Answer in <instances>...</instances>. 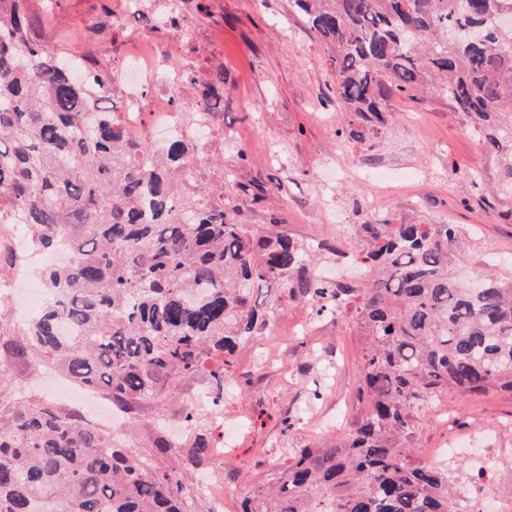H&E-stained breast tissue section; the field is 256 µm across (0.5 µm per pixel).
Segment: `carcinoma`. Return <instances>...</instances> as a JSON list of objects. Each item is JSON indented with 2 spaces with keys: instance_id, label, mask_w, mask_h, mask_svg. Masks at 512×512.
Instances as JSON below:
<instances>
[{
  "instance_id": "obj_1",
  "label": "carcinoma",
  "mask_w": 512,
  "mask_h": 512,
  "mask_svg": "<svg viewBox=\"0 0 512 512\" xmlns=\"http://www.w3.org/2000/svg\"><path fill=\"white\" fill-rule=\"evenodd\" d=\"M27 0H0V221L12 214L30 246L68 257L41 271L46 299L23 324L26 348L72 383L124 407L159 399L201 372L213 400L231 357L271 331L263 290L342 320L363 342L357 393L366 410L346 435L292 449L243 512H459L452 469L413 460L423 410L448 390L512 391V280L477 271L458 287L456 224L357 227L356 244L313 247L235 219L224 187L188 193L196 143L131 139L101 76L102 56L70 38L35 42ZM329 53L336 101L385 124L383 101L430 74L456 111L478 120L486 150L512 142V0H292ZM174 96L186 120L224 94L186 73ZM498 188L512 192V153ZM351 253L363 276L324 280L316 255ZM68 325L73 335L61 333ZM212 442L194 434L196 463ZM179 474L112 443L51 404L18 398L0 424V512H199Z\"/></svg>"
}]
</instances>
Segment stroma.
I'll list each match as a JSON object with an SVG mask.
<instances>
[{
    "label": "stroma",
    "instance_id": "35a3bbf8",
    "mask_svg": "<svg viewBox=\"0 0 512 512\" xmlns=\"http://www.w3.org/2000/svg\"><path fill=\"white\" fill-rule=\"evenodd\" d=\"M52 2L55 25L35 21L33 39L52 47L64 29L79 51L99 40L91 21L124 0ZM159 39L164 49L200 64L201 78L224 69V143L211 152L213 164L198 184H220L236 195L239 223L260 230L279 219L289 236L313 245L335 242L340 224L384 218L456 224L465 236L453 256L460 278L491 259L498 277L512 278V196L492 191L500 160L485 151L479 130L439 87L394 95L386 102L388 123L365 129L356 113L337 104L327 54L290 0H185ZM473 172L482 176L481 185H472ZM273 178L280 193L254 201L252 189ZM368 198L375 212L365 210ZM275 314L278 337H257L232 360L224 423L237 425V432L220 434L206 413L198 415L197 432L223 439V463H194L186 447L175 455L155 452L157 442L174 434L192 392L209 384L205 373L182 381L163 400L133 403L113 439L180 474L187 496L197 495L200 479L216 480L224 487V512H241L244 496L270 482L287 451L353 429L364 409L354 392L361 340L300 301ZM17 327L0 308L2 416L22 395L57 400L49 389L54 369L23 351ZM457 444L469 450L452 462L461 498L488 497L494 512H512V391H451L429 405L416 450Z\"/></svg>",
    "mask_w": 512,
    "mask_h": 512
}]
</instances>
